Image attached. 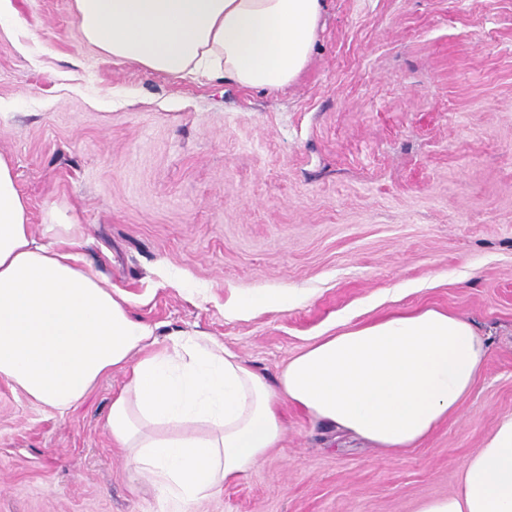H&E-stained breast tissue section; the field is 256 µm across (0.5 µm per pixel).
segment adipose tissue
I'll use <instances>...</instances> for the list:
<instances>
[{
	"instance_id": "obj_1",
	"label": "adipose tissue",
	"mask_w": 512,
	"mask_h": 512,
	"mask_svg": "<svg viewBox=\"0 0 512 512\" xmlns=\"http://www.w3.org/2000/svg\"><path fill=\"white\" fill-rule=\"evenodd\" d=\"M81 39L148 72L246 89L295 82L325 0H73ZM41 234L0 154V379L64 414L123 371L106 419L170 512H187L257 467L286 433L282 407L374 447H416L480 380L489 351L473 323L426 309L320 337L276 382L202 334L158 337L84 263L79 225L47 206ZM418 512H512V417L461 465L454 495Z\"/></svg>"
}]
</instances>
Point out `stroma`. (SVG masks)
Instances as JSON below:
<instances>
[{
    "instance_id": "35a3bbf8",
    "label": "stroma",
    "mask_w": 512,
    "mask_h": 512,
    "mask_svg": "<svg viewBox=\"0 0 512 512\" xmlns=\"http://www.w3.org/2000/svg\"><path fill=\"white\" fill-rule=\"evenodd\" d=\"M0 153L34 232L48 203L132 314L223 341L268 380L347 327L436 308L490 340L415 448L287 407L255 469L189 512H417L512 416V0H326L298 80L148 73L83 42L73 0H11ZM260 291L286 308L237 313ZM122 372L66 414L0 380V512H168L105 424Z\"/></svg>"
}]
</instances>
